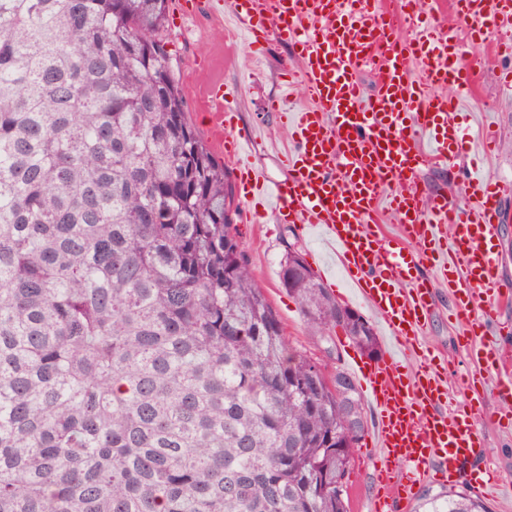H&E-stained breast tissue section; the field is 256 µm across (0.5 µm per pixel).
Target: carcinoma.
Here are the masks:
<instances>
[{
    "instance_id": "carcinoma-1",
    "label": "carcinoma",
    "mask_w": 512,
    "mask_h": 512,
    "mask_svg": "<svg viewBox=\"0 0 512 512\" xmlns=\"http://www.w3.org/2000/svg\"><path fill=\"white\" fill-rule=\"evenodd\" d=\"M167 9L0 0V512H349L363 397L288 344L237 250ZM281 272L309 335L379 348L300 251ZM415 512L489 509L462 488Z\"/></svg>"
}]
</instances>
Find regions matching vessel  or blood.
<instances>
[{
  "label": "vessel or blood",
  "mask_w": 512,
  "mask_h": 512,
  "mask_svg": "<svg viewBox=\"0 0 512 512\" xmlns=\"http://www.w3.org/2000/svg\"><path fill=\"white\" fill-rule=\"evenodd\" d=\"M449 5L469 26V48L436 17H421L416 0H390L383 10L375 0H178L183 16L230 11L252 53L266 52L275 38L294 50L284 94L269 103L294 144L278 158L284 179L255 164L253 138L239 132L236 101L223 84L210 85L207 103L250 221L270 218L323 236L390 332L392 349L355 364L376 411L371 512H404L431 479L465 480L485 493L497 484L475 432L484 409L468 402L447 411L448 366L419 347L433 294L417 274L420 264L447 279L450 314L467 327L473 361L495 372L499 390H512V356L486 337L494 310L512 302L495 252L505 188L476 175L469 201L456 203L425 193L418 178L423 167L469 150L459 104L479 82L487 40L512 54V0ZM370 61L379 76L371 93L357 78ZM413 62L422 66L421 80L409 76ZM298 84L311 105L292 112L288 98ZM382 206L400 225L397 243L371 221Z\"/></svg>",
  "instance_id": "b4317fda"
}]
</instances>
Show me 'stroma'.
<instances>
[{
	"mask_svg": "<svg viewBox=\"0 0 512 512\" xmlns=\"http://www.w3.org/2000/svg\"><path fill=\"white\" fill-rule=\"evenodd\" d=\"M166 26L168 48L177 63L179 85L182 89L188 118L199 131L206 145L216 157H223L224 149L209 126L204 111L206 91L216 82L244 89L237 103L238 127L248 133H258L268 150L257 151L255 161L263 166L273 179L284 178L274 153L287 151L293 142L277 113L267 111L265 103L277 94L284 76L281 68L292 52L287 44L273 42L263 63H256L244 38L225 40L224 22L201 12L178 22L176 10H169ZM512 70V55L496 59L481 76L475 97L466 99L461 110L467 118L474 142H481L486 133L497 136L498 148L486 160L487 178L512 184V90L500 84V72ZM469 161L459 157L440 163L420 173L421 184L427 192L445 193L458 199L467 197ZM242 249L255 278L263 285L266 296L275 310L288 342L303 348L327 369L342 366L353 369L360 358L344 334L335 335L333 341L308 336L298 304L288 296L280 283V261L288 246L300 249L322 281L331 289L338 301L362 314L374 331H381L379 317L350 283L339 260L325 248L322 239L314 234L302 233L294 224H252L243 215H236ZM450 291L446 284L435 285V309L421 338V345L439 358L448 361V386L456 400L464 395L459 385L461 376L472 371L474 365L459 344L464 332L462 325L448 315ZM486 386L479 399L489 413L488 419L477 424V433L483 440L488 462L498 475L494 495L486 497L490 512H512V416L507 409L512 400L498 392L497 378L489 373ZM371 450L370 440H362L355 452L350 475V512H369L375 481L373 467L366 456Z\"/></svg>",
	"mask_w": 512,
	"mask_h": 512,
	"instance_id": "1",
	"label": "stroma"
}]
</instances>
